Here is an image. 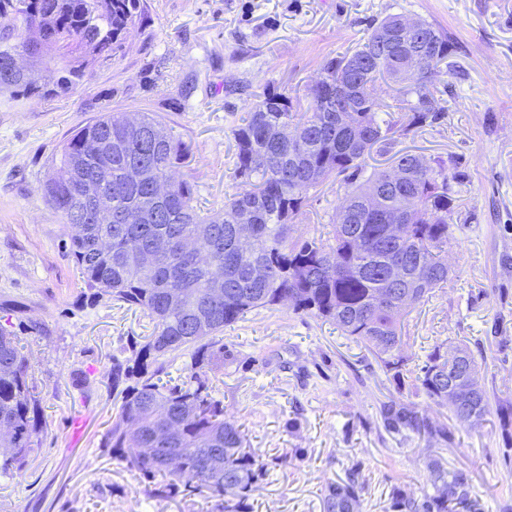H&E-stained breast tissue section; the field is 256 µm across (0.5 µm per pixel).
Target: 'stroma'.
<instances>
[{"instance_id":"stroma-1","label":"stroma","mask_w":512,"mask_h":512,"mask_svg":"<svg viewBox=\"0 0 512 512\" xmlns=\"http://www.w3.org/2000/svg\"><path fill=\"white\" fill-rule=\"evenodd\" d=\"M126 53L91 67L82 85L45 100L0 97V325L13 328L30 363L40 433L25 465L0 475V512H212L197 497H148L134 472L104 447L119 403L112 361L132 357L152 325L138 309L84 298L67 255L60 213L41 185L61 145L101 109L153 112L190 149L181 175L202 205L220 209L240 188L231 128L254 95L306 97L323 63L353 50L390 13L433 23L455 50L435 94L436 123L395 135L368 163L409 151L460 175L448 247L450 278L405 319L409 353L466 342L483 387L512 400V0H146ZM338 195L311 192L299 217L309 233L330 229ZM224 416L264 459L302 448L305 458L271 470L253 512H322L328 482L352 463L367 479L366 512H383L392 484L426 486V437L387 434L382 402L413 400L375 356L335 324L288 307L259 309L224 332V360L210 371ZM296 419L295 431L285 422ZM496 418L459 427L439 454L466 471L484 512L512 504V473Z\"/></svg>"}]
</instances>
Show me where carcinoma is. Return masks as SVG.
<instances>
[{
    "label": "carcinoma",
    "mask_w": 512,
    "mask_h": 512,
    "mask_svg": "<svg viewBox=\"0 0 512 512\" xmlns=\"http://www.w3.org/2000/svg\"><path fill=\"white\" fill-rule=\"evenodd\" d=\"M145 13L144 0H0V93L41 99L77 88L89 64L108 65L126 52L128 36ZM403 20L391 14L372 23L363 43L326 61L304 111L294 109L283 93L255 96L247 116L231 129L241 188L220 211L198 206L194 185L177 175L188 146L149 112L130 125L123 114L104 109L49 161L43 196L62 214L69 254L89 300L108 296L142 310L152 322L134 357L112 359V395L120 407L104 443L112 460L135 472L150 494L201 496L214 501L217 512H252L250 500L270 468L246 447L239 427L224 420V405L212 395L206 374L212 357L224 353L220 335L225 329L285 299L293 312L330 321L371 350L397 384L409 373L416 390L447 408L456 424L465 427L470 417L481 423L494 416L502 435L512 440V402L483 387L469 388L468 375L478 374V363L467 344L436 345L420 363L405 350L409 309L449 280L459 175L408 153L394 161L401 171L397 181L390 169L367 171L366 157L373 149L385 150L396 133L433 124L445 112L433 88L453 43L425 23L423 64L413 71L406 59L415 35ZM22 54L30 59L28 65H6ZM49 65L56 66L55 79L42 83L37 71ZM384 84L399 86L388 103L379 97ZM382 111L396 112L400 119L386 121ZM151 134L148 164L134 184L128 172ZM86 177L99 180L116 216L112 223L72 220L71 211L84 204ZM337 177L344 193L331 236H304L295 220L310 192ZM159 181L170 183L164 196L152 193ZM128 212L140 214L141 222L124 223ZM242 222L252 226L253 240L241 248L227 229ZM391 224L402 225V235H390ZM201 228L219 230V238L208 242L203 254L185 249L183 240ZM105 235L111 241L101 248ZM131 237L146 248L160 239L169 247L145 269L125 250ZM390 265L404 271L400 288L382 278ZM217 282L224 283V292L209 293ZM172 289L189 291L193 300L182 309L168 308ZM200 314L208 318L203 334L192 329ZM450 347L466 368L452 384L434 373ZM185 351L189 379L162 381L165 358ZM28 370L20 339L0 327V426L9 429L0 435V447L12 449L0 457L1 473L24 465L39 433L40 408ZM158 402L163 412L156 414ZM379 416L392 435L413 432L431 442L454 440V428L399 398L382 403ZM162 448L181 459L178 471L164 465ZM216 449L224 454L220 480L208 470ZM427 468L430 488L415 496L399 483L391 485L384 512H483L468 473L444 468L432 449ZM365 494L362 465L356 462L345 477L327 483L323 512H365Z\"/></svg>",
    "instance_id": "cac0c4a2"
}]
</instances>
